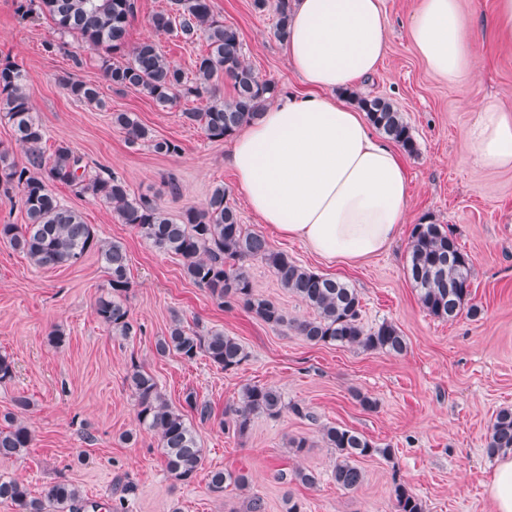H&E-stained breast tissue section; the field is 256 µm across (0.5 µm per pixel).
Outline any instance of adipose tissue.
Instances as JSON below:
<instances>
[{
    "label": "adipose tissue",
    "mask_w": 512,
    "mask_h": 512,
    "mask_svg": "<svg viewBox=\"0 0 512 512\" xmlns=\"http://www.w3.org/2000/svg\"><path fill=\"white\" fill-rule=\"evenodd\" d=\"M408 33L435 75L472 77L474 36L459 0H422ZM386 52L382 0H295L284 53L305 90L244 124L224 158L260 223L328 261L381 253L404 222L398 150L337 98L375 73ZM476 112L466 131L475 163L512 168V108L480 103Z\"/></svg>",
    "instance_id": "adipose-tissue-1"
}]
</instances>
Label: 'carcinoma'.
<instances>
[{"label": "carcinoma", "instance_id": "1", "mask_svg": "<svg viewBox=\"0 0 512 512\" xmlns=\"http://www.w3.org/2000/svg\"><path fill=\"white\" fill-rule=\"evenodd\" d=\"M35 5L52 22L54 32L76 34L108 57H124L122 62L106 64L105 80L120 89L140 91L162 107L181 99H200L212 92L219 77L229 79L233 86L229 100L216 101L203 110L182 111L185 120L200 125L211 141L233 136L277 96L275 83L260 78L246 63L238 31L217 18L213 0H171L170 9L155 13L150 20L158 32H174L186 41L206 42V50L198 55L190 74L168 61L152 39L127 49L128 30L137 15L136 0H19L18 11L26 16ZM289 16L290 0H277L273 34L281 41L288 34ZM58 82L75 101L104 107L96 85L70 73L58 77ZM348 96L379 133L410 154L418 151L411 127L391 100L362 97L351 90ZM0 111L26 155L25 161L17 162L8 152H0V184L19 190V203L27 218L25 224H0V242L23 253L39 268L76 265L89 252L97 253L104 261L108 281L95 301V313L112 335L127 338L137 334L125 303L130 288L126 249L97 237L79 211L62 204L52 190L56 183L74 186L81 194L105 201L121 223L133 227L158 249L182 258L186 277L207 289L220 306L239 305L273 327L288 324L282 308L253 287L247 262L260 260L283 288L314 310V317L294 322L307 341L395 355L407 351L406 337L395 324L383 321L368 330L364 328L362 301L356 289L300 265L288 254L274 250L263 234L246 230L224 186L213 189L204 208L189 207L173 219L153 198L132 197L124 179L116 174H88L83 157L66 143L58 144L52 155L45 157L41 144L46 133L32 112L25 72L11 60L0 61ZM112 123L126 133L132 144L147 140L155 153L164 156L181 152L176 141L149 136L131 112L112 113ZM471 266L469 254L443 225L428 221L413 226L406 273L430 315L448 320L464 311L472 317L479 315L480 309L471 303ZM155 350L160 356L174 353L188 362L203 355L225 371L238 368L248 358L246 348L236 338L218 331L202 336L186 328L177 317L168 334L157 340ZM128 380L137 401L138 424L157 437L167 473L177 481L192 482L204 466V450L194 425L172 408L149 372L134 365ZM185 403L200 423L212 419L209 401L190 392ZM13 407L0 419L3 458L21 455L33 441L30 428L19 418L29 401L18 398ZM285 408L279 388L246 384L239 403L225 410L219 425L243 436L254 417H277ZM320 434L326 446L336 452L333 481L346 491L355 490L364 482L359 460L391 455V449L379 448L363 434L342 426L325 425ZM510 451L512 407H504L496 412L488 428L487 453L495 456ZM229 485L245 490L249 480L243 474L222 469L209 471V492L222 495ZM392 496L396 512H424L422 500L406 485L394 484ZM0 501L11 504L14 512L85 509L79 489L67 481L51 484L36 497L26 484L0 478Z\"/></svg>", "mask_w": 512, "mask_h": 512}]
</instances>
